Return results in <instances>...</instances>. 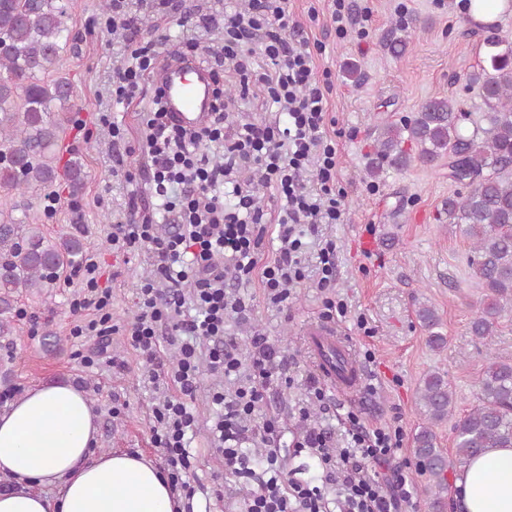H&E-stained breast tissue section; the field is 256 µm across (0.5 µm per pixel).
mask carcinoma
Returning <instances> with one entry per match:
<instances>
[{"mask_svg": "<svg viewBox=\"0 0 512 512\" xmlns=\"http://www.w3.org/2000/svg\"><path fill=\"white\" fill-rule=\"evenodd\" d=\"M60 0H0V37L8 42L0 52V156L17 155L20 166L0 165V198L23 196L48 187L59 177L57 147L69 121L72 82L53 77L61 68L63 46L71 42ZM495 49L490 68L470 76V86L482 98L486 126L465 134L462 115L452 100L432 97L404 124L387 123L375 145L370 174L376 178L392 169L404 171L412 162L432 165L448 159V180L467 189L442 203L448 223L459 225L471 241L469 267L486 289L483 308L470 331L490 343L500 319L512 315V44L485 39ZM408 36L390 32L383 47L393 56L404 54ZM71 195L84 186L83 163L71 157L65 169ZM21 212V216L14 212ZM81 239L65 236L49 242L40 224L29 222L16 204L0 210V336L15 329V303L24 293L52 287L58 270L75 266ZM427 342L434 349L447 344L435 311H417ZM478 405L455 427L456 456L466 464L488 448H512V359L492 357L477 384ZM418 405L427 424L413 437L414 454L428 474L422 493L432 512L447 507L448 458L437 448L432 426L448 419L454 394L445 375H426Z\"/></svg>", "mask_w": 512, "mask_h": 512, "instance_id": "1", "label": "carcinoma"}]
</instances>
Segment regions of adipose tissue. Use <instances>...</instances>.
Instances as JSON below:
<instances>
[{"label":"adipose tissue","instance_id":"adipose-tissue-1","mask_svg":"<svg viewBox=\"0 0 512 512\" xmlns=\"http://www.w3.org/2000/svg\"><path fill=\"white\" fill-rule=\"evenodd\" d=\"M98 416L84 393L57 383L29 389L0 413V512H205L175 491L142 453H95ZM57 489L55 498L42 495ZM455 512H512V448H490L455 480Z\"/></svg>","mask_w":512,"mask_h":512}]
</instances>
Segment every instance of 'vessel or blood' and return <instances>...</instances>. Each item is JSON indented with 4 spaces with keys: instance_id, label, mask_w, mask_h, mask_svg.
<instances>
[{
    "instance_id": "vessel-or-blood-1",
    "label": "vessel or blood",
    "mask_w": 512,
    "mask_h": 512,
    "mask_svg": "<svg viewBox=\"0 0 512 512\" xmlns=\"http://www.w3.org/2000/svg\"><path fill=\"white\" fill-rule=\"evenodd\" d=\"M154 81L163 91L162 104L171 123L187 129L203 126L209 119L212 104L211 72L192 59H165L154 73ZM307 342L321 375L339 396L353 394L361 380V372L352 360L349 342L338 336L334 327L313 324L307 329ZM335 346L350 364L345 371L334 370L323 358L326 346Z\"/></svg>"
}]
</instances>
